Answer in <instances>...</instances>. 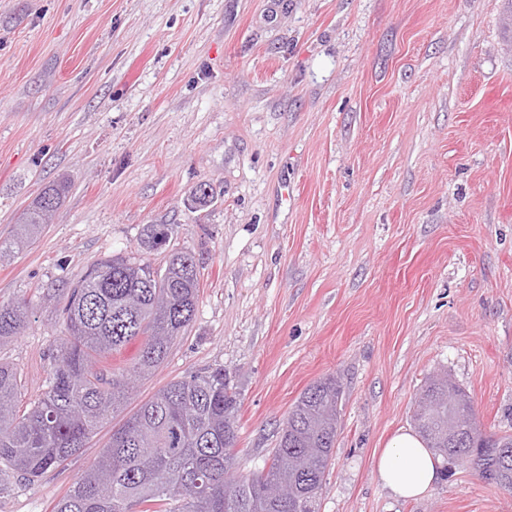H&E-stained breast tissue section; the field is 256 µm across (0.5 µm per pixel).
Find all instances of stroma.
Wrapping results in <instances>:
<instances>
[{"label":"stroma","instance_id":"1","mask_svg":"<svg viewBox=\"0 0 512 512\" xmlns=\"http://www.w3.org/2000/svg\"><path fill=\"white\" fill-rule=\"evenodd\" d=\"M506 0H0V260L30 322L0 361L19 408L46 389L62 290L122 254L199 265L195 316L124 414L0 512H52L158 389L216 367L239 393L237 476L270 461L300 394L336 376L318 512H512L452 463L396 498L374 457L448 372L482 430L512 434V34ZM214 192L189 206L199 184ZM149 224L173 233L143 248ZM67 189L66 184L56 182L46 186L32 207L28 209L17 228L12 242L0 244V256L12 247L18 248L33 244L43 224H48L53 213L59 208Z\"/></svg>","mask_w":512,"mask_h":512}]
</instances>
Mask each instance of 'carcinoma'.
Listing matches in <instances>:
<instances>
[{
    "mask_svg": "<svg viewBox=\"0 0 512 512\" xmlns=\"http://www.w3.org/2000/svg\"><path fill=\"white\" fill-rule=\"evenodd\" d=\"M66 189L62 181L46 186L0 255L34 243ZM170 235L169 225L149 224L143 244L157 250ZM198 288L195 258L186 251L171 254L159 271L113 255L70 284L61 308L66 335L55 347L47 389L29 409L17 407V370L0 364V464L33 481L77 455L120 409L131 384L165 361L193 319ZM28 317L27 301L0 303V346L23 334ZM134 341V362L107 370ZM342 394L331 375L309 386L288 412L270 464L238 479L240 400L231 377L214 368L171 381L112 430L53 512H317ZM414 426L443 461L466 464L512 491V436L480 430L469 396L448 376L426 382Z\"/></svg>",
    "mask_w": 512,
    "mask_h": 512,
    "instance_id": "obj_1",
    "label": "carcinoma"
}]
</instances>
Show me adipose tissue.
<instances>
[{
	"instance_id": "adipose-tissue-1",
	"label": "adipose tissue",
	"mask_w": 512,
	"mask_h": 512,
	"mask_svg": "<svg viewBox=\"0 0 512 512\" xmlns=\"http://www.w3.org/2000/svg\"><path fill=\"white\" fill-rule=\"evenodd\" d=\"M374 473L396 496L413 499L425 495L439 475L432 453L412 431L399 430L376 458Z\"/></svg>"
}]
</instances>
